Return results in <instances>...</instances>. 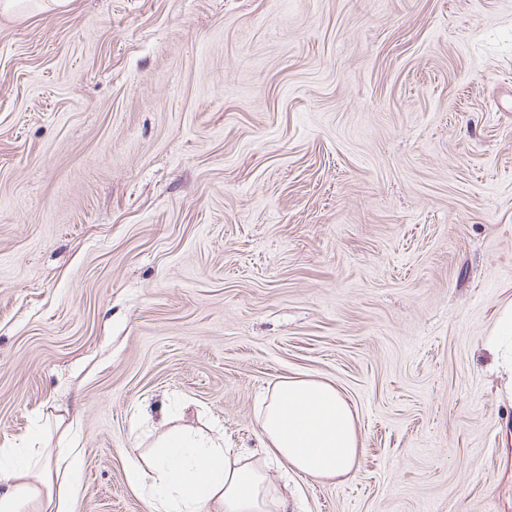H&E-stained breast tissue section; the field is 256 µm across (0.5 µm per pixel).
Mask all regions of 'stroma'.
I'll return each instance as SVG.
<instances>
[{"label":"stroma","instance_id":"obj_1","mask_svg":"<svg viewBox=\"0 0 512 512\" xmlns=\"http://www.w3.org/2000/svg\"><path fill=\"white\" fill-rule=\"evenodd\" d=\"M512 0H72L0 16V447L152 512L173 428L333 384L359 472L290 512H512Z\"/></svg>","mask_w":512,"mask_h":512}]
</instances>
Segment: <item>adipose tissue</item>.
Instances as JSON below:
<instances>
[{
  "label": "adipose tissue",
  "instance_id": "adipose-tissue-1",
  "mask_svg": "<svg viewBox=\"0 0 512 512\" xmlns=\"http://www.w3.org/2000/svg\"><path fill=\"white\" fill-rule=\"evenodd\" d=\"M263 453L317 480L358 473L362 443L356 416L335 386L313 379L277 383L258 410ZM150 470L131 468L127 480L148 490L154 512H288L252 453L230 452L221 440L191 431L160 435ZM39 449L0 448V512L39 505L40 512H75L80 488L68 479L34 482Z\"/></svg>",
  "mask_w": 512,
  "mask_h": 512
}]
</instances>
